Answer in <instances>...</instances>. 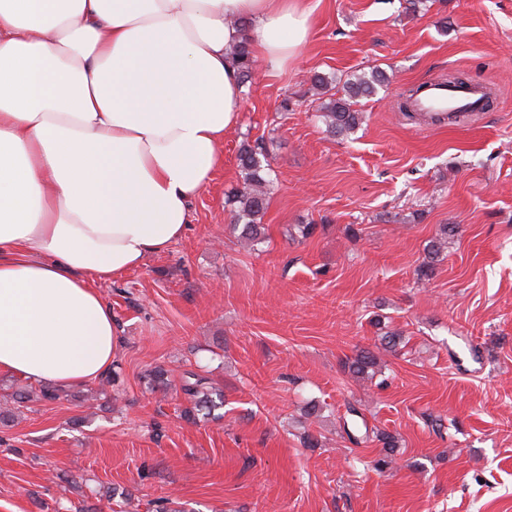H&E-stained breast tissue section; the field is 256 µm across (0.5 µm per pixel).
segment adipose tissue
I'll return each mask as SVG.
<instances>
[{
  "mask_svg": "<svg viewBox=\"0 0 512 512\" xmlns=\"http://www.w3.org/2000/svg\"><path fill=\"white\" fill-rule=\"evenodd\" d=\"M306 0H0V372L85 385L118 328L98 284L182 238L224 165L248 38L294 61Z\"/></svg>",
  "mask_w": 512,
  "mask_h": 512,
  "instance_id": "obj_1",
  "label": "adipose tissue"
}]
</instances>
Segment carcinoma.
Returning <instances> with one entry per match:
<instances>
[{"label":"carcinoma","mask_w":512,"mask_h":512,"mask_svg":"<svg viewBox=\"0 0 512 512\" xmlns=\"http://www.w3.org/2000/svg\"><path fill=\"white\" fill-rule=\"evenodd\" d=\"M230 53L237 63L241 83L250 82L255 60L248 40L233 45ZM384 82V75L376 70L353 74L343 81L324 74L314 75V86L322 93L329 94L319 107L327 130L336 136L346 137L360 128L364 123V114L354 109V105L359 99L375 94L377 87ZM238 168L243 186L227 199L234 218L232 230L238 234V238L255 245L260 243L264 235V228L257 224V219L266 209L268 189L272 183L270 163L263 147L244 143L238 153ZM438 261L439 249L433 244L427 245L419 275H431ZM342 369L355 379L371 381L381 372L380 359L374 351L363 348L343 360ZM182 391L194 400L196 411H203L207 415L224 403L223 395L210 385L207 378L193 372L186 376ZM31 399V394L24 392L5 400V407L0 409V420L6 423L12 420L17 406ZM343 432L347 440L357 446L374 442L381 445L384 454L375 461L377 470L382 471L396 463V438L391 433L367 429L362 434H356L346 427Z\"/></svg>","instance_id":"cac0c4a2"}]
</instances>
